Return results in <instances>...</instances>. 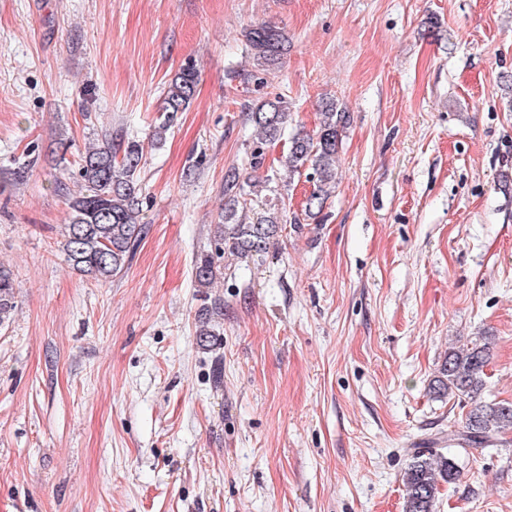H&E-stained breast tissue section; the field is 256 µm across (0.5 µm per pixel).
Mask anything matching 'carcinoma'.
Segmentation results:
<instances>
[{"label": "carcinoma", "instance_id": "cac0c4a2", "mask_svg": "<svg viewBox=\"0 0 512 512\" xmlns=\"http://www.w3.org/2000/svg\"><path fill=\"white\" fill-rule=\"evenodd\" d=\"M246 42L253 60L260 67L282 62L290 48L288 35L281 28L261 23L246 31ZM198 73L191 64L182 66L170 80L161 115L154 126V139L161 142L177 115L189 109L196 92ZM318 130L309 134L297 130L288 137L284 173L275 172L272 181H293L309 170L313 192L305 204L306 216L319 214L336 185V157L344 129L351 115L334 99L324 103ZM289 107L286 96L277 94L255 105L249 120L259 134L251 150L249 166L262 162V144L284 135ZM143 149L135 141L120 150L112 144L87 148L79 163L82 180L79 192L69 199V220L65 225V252L79 271L98 281H109L124 272L129 259L146 234L143 201L138 178ZM250 178L238 167L224 173V221L216 225L214 250L200 254L194 265L197 286L209 288L217 279L224 255L262 259L281 231L282 215L268 211L254 219L247 215L246 186ZM14 288L10 268L0 265V320L12 310ZM223 305L206 310L207 318L198 331L200 345L207 346L216 335L209 327L211 316L222 314ZM489 342L453 348L431 389L434 393L470 405L462 428L448 431L440 442L465 452L469 447H486L512 430V403L479 400L485 388L484 368L489 360ZM458 475L456 458L440 448H412L404 471L402 512H435L439 482L453 483Z\"/></svg>", "mask_w": 512, "mask_h": 512}]
</instances>
